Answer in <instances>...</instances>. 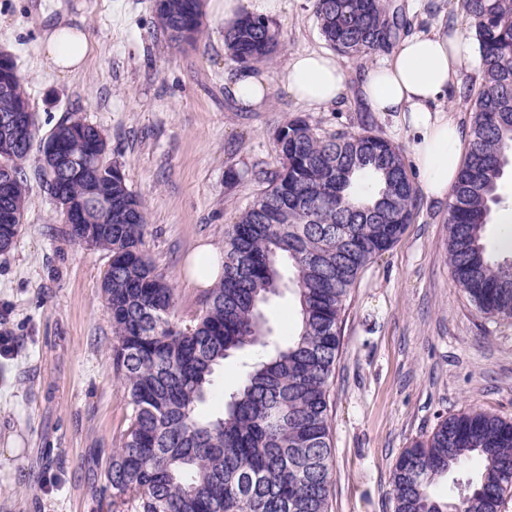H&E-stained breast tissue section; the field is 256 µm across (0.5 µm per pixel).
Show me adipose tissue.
Returning a JSON list of instances; mask_svg holds the SVG:
<instances>
[{"label": "adipose tissue", "mask_w": 512, "mask_h": 512, "mask_svg": "<svg viewBox=\"0 0 512 512\" xmlns=\"http://www.w3.org/2000/svg\"><path fill=\"white\" fill-rule=\"evenodd\" d=\"M87 33L62 14L52 31L40 39L43 67L66 76L80 70L89 54ZM470 59L463 30H443L403 38L384 63L370 68L359 87L366 107L373 112L397 114L413 140V159L423 194L443 202L448 198L462 165L468 128L443 103L459 90ZM279 85L299 103L312 109L336 105L348 92V77L336 55L327 52L295 54L279 72L276 82L245 70L228 85L241 105L257 107Z\"/></svg>", "instance_id": "ef3b65f1"}]
</instances>
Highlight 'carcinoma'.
<instances>
[{
  "label": "carcinoma",
  "instance_id": "carcinoma-1",
  "mask_svg": "<svg viewBox=\"0 0 512 512\" xmlns=\"http://www.w3.org/2000/svg\"><path fill=\"white\" fill-rule=\"evenodd\" d=\"M477 44L478 88L467 98L472 122L448 201V264L458 288L488 318L512 320V254L486 239L512 169V0H460ZM153 6L174 45L202 34V0ZM321 36L346 56L389 50L406 28L384 0H314ZM224 46L243 68L278 46L262 17L224 28ZM0 116L29 102L16 60L1 65ZM10 146L0 126V160L10 188L0 211V253L24 224L30 178L52 201L74 203L87 248L106 252L100 285L112 316V364L128 398L126 427L106 455L99 496L113 512H329L334 481L330 386L341 351L352 288L389 250L414 216L416 188L402 150L365 130L320 133L301 118L275 137L280 168L264 175L254 200L224 232L221 279L192 319L173 320L175 288L144 249L147 220L105 136L76 113L37 137ZM60 142L73 168L56 167ZM37 154L34 176L26 163ZM291 295L299 324L273 335L264 306ZM261 350L239 388L213 415L199 412L216 370L234 353ZM477 456L468 493L440 499L432 486ZM394 512H498L512 492V421L470 410L439 417L433 431L404 449L391 477Z\"/></svg>",
  "mask_w": 512,
  "mask_h": 512
}]
</instances>
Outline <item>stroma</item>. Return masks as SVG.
I'll return each instance as SVG.
<instances>
[{"instance_id": "obj_1", "label": "stroma", "mask_w": 512, "mask_h": 512, "mask_svg": "<svg viewBox=\"0 0 512 512\" xmlns=\"http://www.w3.org/2000/svg\"><path fill=\"white\" fill-rule=\"evenodd\" d=\"M65 2L91 43L70 76L40 64L39 39ZM408 33L463 23L457 0H388ZM314 0H283L270 23L278 48L255 65L273 87L243 108L227 93L236 63L224 18L204 13L193 48L170 46L152 0H0V48L17 58L41 134L78 111L98 126L148 222L145 248L176 288L183 323L204 298L185 277L201 242L251 203L258 173L279 165L275 135L296 117L319 132L373 130L411 155L394 114L368 111L358 87L384 54L342 57L349 93L313 110L276 87L291 55L323 50ZM448 206L419 197L399 240L363 270L350 292L331 386L335 480L330 512H393L391 474L404 450L439 417L471 407L512 420V322L479 314L446 260ZM106 253L70 242L59 212L32 185L14 248L0 254V512H99L107 453L125 428L126 394L112 367V319L100 293ZM246 350L225 359L207 411L241 382Z\"/></svg>"}]
</instances>
